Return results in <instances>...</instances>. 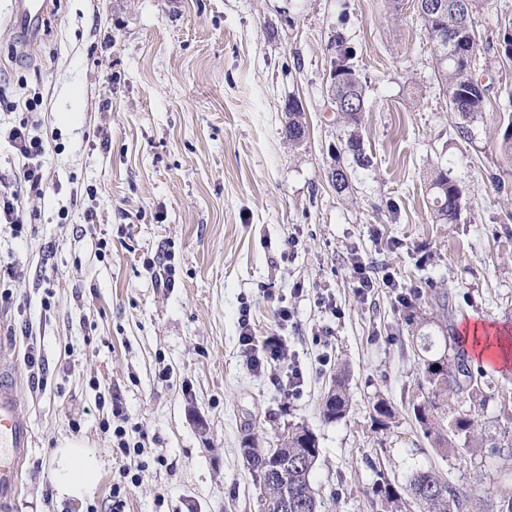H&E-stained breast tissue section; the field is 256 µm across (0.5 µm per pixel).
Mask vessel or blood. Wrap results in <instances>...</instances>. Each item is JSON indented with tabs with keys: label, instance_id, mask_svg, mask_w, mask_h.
<instances>
[{
	"label": "vessel or blood",
	"instance_id": "b4317fda",
	"mask_svg": "<svg viewBox=\"0 0 512 512\" xmlns=\"http://www.w3.org/2000/svg\"><path fill=\"white\" fill-rule=\"evenodd\" d=\"M15 373L0 364V505L11 503L21 482L22 465L33 442L28 419L20 410Z\"/></svg>",
	"mask_w": 512,
	"mask_h": 512
}]
</instances>
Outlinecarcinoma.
<instances>
[{"instance_id":"cac0c4a2","label":"carcinoma","mask_w":512,"mask_h":512,"mask_svg":"<svg viewBox=\"0 0 512 512\" xmlns=\"http://www.w3.org/2000/svg\"><path fill=\"white\" fill-rule=\"evenodd\" d=\"M443 12L419 14L422 26L433 42L436 69L442 89L452 111L465 123L475 121L485 110L488 88L474 73L478 52L472 28V17L481 0H444ZM333 71L336 85L331 93L341 107L346 122L356 125L365 111V88L350 63L351 53L341 33H336ZM288 141L296 146L306 138L303 106L293 99L288 102ZM432 195L433 217L438 224H453L461 211L462 189L443 169H435L428 182ZM424 352L419 366L420 395L409 403L411 415L423 437L443 458L468 456L476 459L498 456L502 443L478 421L466 403L481 407L495 400L496 381L461 348L455 336H418ZM450 350L448 363L438 361L439 352ZM346 375L339 372L322 405V417L328 422L344 418L348 411ZM373 420L386 429L395 419L393 407L383 398L373 404ZM276 454L260 447L255 440L245 439L241 453L249 469L258 477L261 512H319L320 502L312 487L311 474L319 459L316 435L306 426L287 428L276 443ZM404 490L417 507V512H470V491L445 479L434 467H418L407 478Z\"/></svg>"}]
</instances>
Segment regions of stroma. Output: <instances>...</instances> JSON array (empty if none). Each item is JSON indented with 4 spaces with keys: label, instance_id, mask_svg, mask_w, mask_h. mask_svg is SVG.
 Returning a JSON list of instances; mask_svg holds the SVG:
<instances>
[{
    "label": "stroma",
    "instance_id": "obj_1",
    "mask_svg": "<svg viewBox=\"0 0 512 512\" xmlns=\"http://www.w3.org/2000/svg\"><path fill=\"white\" fill-rule=\"evenodd\" d=\"M48 3L25 32L11 23L15 0H0V128L29 121L46 147L32 196L0 135V191L19 193L24 221L18 235L0 225V266L18 268L0 301V359L34 431L9 512H109L127 472V512H260L242 443L269 446L294 423L319 442L321 512H411L409 497L390 504L372 489L382 477L403 486L416 466L466 481L475 512L511 496L512 455L480 471L443 460L406 406L419 392L413 316L437 336L482 324L512 339V161L500 149L512 60L498 53L512 0L474 15L488 95L465 130L416 0ZM339 30L365 85L355 127L329 92ZM292 99L307 126L299 146L283 134ZM354 134L369 165L347 148ZM437 168L463 191L453 224L431 218ZM153 258L169 261L171 283L148 270ZM356 258L378 280L366 295ZM387 274L447 295L451 311L396 303ZM244 310L256 341L286 343L258 370L239 340ZM292 363L303 372L293 394ZM341 369L349 410L329 423L322 404ZM380 397L396 411L385 430L372 418ZM135 425L143 453L126 457L112 429ZM63 437L106 462L82 503L56 497Z\"/></svg>",
    "mask_w": 512,
    "mask_h": 512
}]
</instances>
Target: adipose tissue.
I'll return each instance as SVG.
<instances>
[{"label": "adipose tissue", "instance_id": "adipose-tissue-1", "mask_svg": "<svg viewBox=\"0 0 512 512\" xmlns=\"http://www.w3.org/2000/svg\"><path fill=\"white\" fill-rule=\"evenodd\" d=\"M103 467V460L91 453L81 440H61L56 450L54 475L58 498L83 500L97 484Z\"/></svg>", "mask_w": 512, "mask_h": 512}]
</instances>
